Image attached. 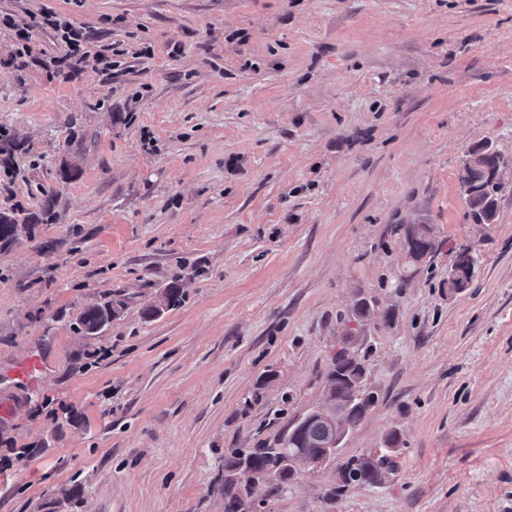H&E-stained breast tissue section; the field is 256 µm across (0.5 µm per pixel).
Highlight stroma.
I'll list each match as a JSON object with an SVG mask.
<instances>
[{
    "label": "stroma",
    "mask_w": 512,
    "mask_h": 512,
    "mask_svg": "<svg viewBox=\"0 0 512 512\" xmlns=\"http://www.w3.org/2000/svg\"><path fill=\"white\" fill-rule=\"evenodd\" d=\"M48 12L120 67L57 64ZM4 134L0 210L56 201L0 250V367L48 363L40 396L0 385V512H224L227 449L322 405L346 335L376 402L261 512H512V0H0ZM480 143L491 224L459 180ZM406 224L435 236L412 271ZM392 434L395 471L341 487ZM468 158L471 166H465L469 175L462 177V190L469 215L476 224L494 223L502 157L491 146L479 145L470 149ZM178 282L179 279H175L168 287L162 290L157 302L144 311L143 315L146 319H153L159 316L165 309L173 308L181 303L184 292ZM118 315L117 305L110 302L91 304L77 318V329L84 336H98Z\"/></svg>",
    "instance_id": "1"
}]
</instances>
